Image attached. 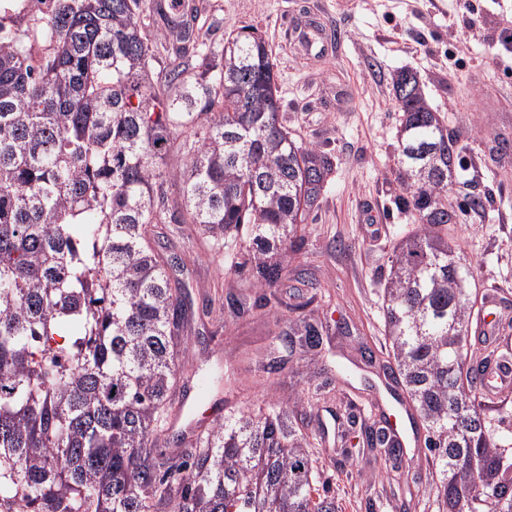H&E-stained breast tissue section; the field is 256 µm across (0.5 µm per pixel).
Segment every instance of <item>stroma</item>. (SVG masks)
<instances>
[{
  "label": "stroma",
  "mask_w": 512,
  "mask_h": 512,
  "mask_svg": "<svg viewBox=\"0 0 512 512\" xmlns=\"http://www.w3.org/2000/svg\"><path fill=\"white\" fill-rule=\"evenodd\" d=\"M210 51L230 32L256 30L266 39L281 85L280 118L299 141L328 153L334 171L298 241L281 287H252L245 264L248 236L211 252L199 225L166 224L184 251L170 271L192 303L186 337L187 368L202 372L236 363L244 353L268 348L279 326L300 336L285 292L299 275L316 286L308 320L325 328L324 347L287 358L274 389L253 383L232 397L222 414L275 404L291 422L310 417L312 430H327L320 449L325 477L344 512H394L383 462L343 455V425L336 402L385 411L398 407L379 376L387 360L383 288L394 244L416 227L403 210L394 179L401 114L390 76L416 72L432 107L459 138L465 167L449 203L489 190L492 203L461 216L448 233L459 242L460 263L471 269V289L495 288L512 297V154L495 151L498 131L512 135V0H187ZM315 22L341 30L329 55L309 59L294 45V24ZM265 296L264 306L234 319L220 314L227 293ZM318 393L308 407L309 393ZM402 482L427 486L435 468L424 437L412 435L401 464Z\"/></svg>",
  "instance_id": "35a3bbf8"
}]
</instances>
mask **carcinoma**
<instances>
[{"instance_id":"1","label":"carcinoma","mask_w":512,"mask_h":512,"mask_svg":"<svg viewBox=\"0 0 512 512\" xmlns=\"http://www.w3.org/2000/svg\"><path fill=\"white\" fill-rule=\"evenodd\" d=\"M51 2L25 25L0 15V512H341L320 486L322 438L274 406L216 418L176 456L158 448L188 383L167 272L181 257L155 225L197 224L214 251L250 226L256 279L276 288L333 173L280 122L269 45L241 31L192 73L179 51L154 84L141 0ZM404 84L396 181L419 227L389 256L392 376L425 429L437 512H512V436L490 430L481 365L458 384L460 150L417 74L391 76ZM301 284L300 315L315 300ZM366 439L402 454L383 430Z\"/></svg>"}]
</instances>
